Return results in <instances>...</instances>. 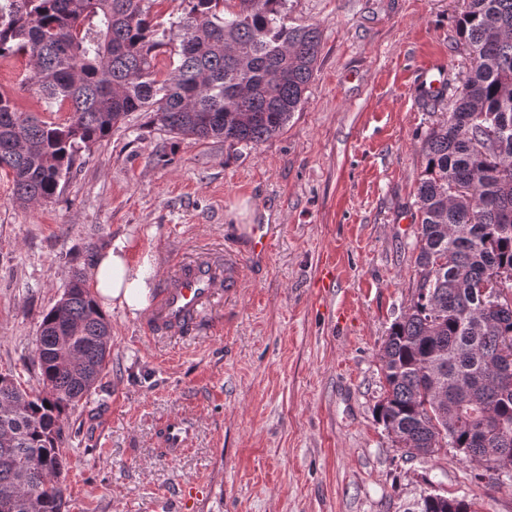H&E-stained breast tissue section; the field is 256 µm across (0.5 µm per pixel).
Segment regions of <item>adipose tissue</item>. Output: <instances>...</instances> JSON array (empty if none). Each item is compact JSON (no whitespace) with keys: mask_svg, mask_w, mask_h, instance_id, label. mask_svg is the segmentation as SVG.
Returning a JSON list of instances; mask_svg holds the SVG:
<instances>
[{"mask_svg":"<svg viewBox=\"0 0 512 512\" xmlns=\"http://www.w3.org/2000/svg\"><path fill=\"white\" fill-rule=\"evenodd\" d=\"M91 288L102 309L143 310L151 292L147 261H132L127 240L116 239L98 251Z\"/></svg>","mask_w":512,"mask_h":512,"instance_id":"adipose-tissue-1","label":"adipose tissue"}]
</instances>
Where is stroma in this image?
Instances as JSON below:
<instances>
[{"label": "stroma", "instance_id": "35a3bbf8", "mask_svg": "<svg viewBox=\"0 0 512 512\" xmlns=\"http://www.w3.org/2000/svg\"><path fill=\"white\" fill-rule=\"evenodd\" d=\"M464 0H286L289 24L318 25L316 70L288 125L246 149L173 140L143 112L81 152L54 200L23 208L0 170V373L31 389L33 340L88 252L123 238L151 260L160 293L179 266H231L188 332H153L147 312L109 311L111 354L66 423L68 512H404L427 493L474 512H512L497 482L453 448L408 458L375 419L380 349L417 285L422 140L444 119L469 64ZM443 96L426 105L425 66ZM29 58L0 59L18 111L64 122L67 106L29 87ZM254 224L272 227L250 263ZM335 278L323 282L324 267ZM193 425L168 455L165 425ZM204 491L189 505L180 492Z\"/></svg>", "mask_w": 512, "mask_h": 512}]
</instances>
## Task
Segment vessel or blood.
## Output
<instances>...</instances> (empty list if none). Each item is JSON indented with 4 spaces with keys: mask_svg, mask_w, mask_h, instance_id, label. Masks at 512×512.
Returning a JSON list of instances; mask_svg holds the SVG:
<instances>
[{
    "mask_svg": "<svg viewBox=\"0 0 512 512\" xmlns=\"http://www.w3.org/2000/svg\"><path fill=\"white\" fill-rule=\"evenodd\" d=\"M271 228L266 224L253 225L249 236L248 256L252 261H265ZM234 280L210 263H194L162 289L158 304L151 315L155 329L171 333L181 332L201 320L207 306L222 288L233 287ZM188 427L185 422H170L164 431V443L175 454L186 447Z\"/></svg>",
    "mask_w": 512,
    "mask_h": 512,
    "instance_id": "b4317fda",
    "label": "vessel or blood"
}]
</instances>
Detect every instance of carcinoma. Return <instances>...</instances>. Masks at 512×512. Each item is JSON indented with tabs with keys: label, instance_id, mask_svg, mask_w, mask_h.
<instances>
[{
	"label": "carcinoma",
	"instance_id": "1",
	"mask_svg": "<svg viewBox=\"0 0 512 512\" xmlns=\"http://www.w3.org/2000/svg\"><path fill=\"white\" fill-rule=\"evenodd\" d=\"M155 0H0V57L28 55L29 83L69 105L63 123L17 111L0 93V170L15 200L60 194L78 152L148 112L172 137L255 148L298 110L321 32L290 25L284 0H183L161 28ZM458 32L470 67L447 118L422 142L419 268L407 312L382 343L377 421L411 457L450 446L489 477L512 478V279L495 304L482 285L512 275V0H466ZM169 54L162 77L155 59ZM111 323L81 275L39 324L37 390L0 377V504L65 512V419L98 382ZM407 512H474L421 496Z\"/></svg>",
	"mask_w": 512,
	"mask_h": 512
}]
</instances>
